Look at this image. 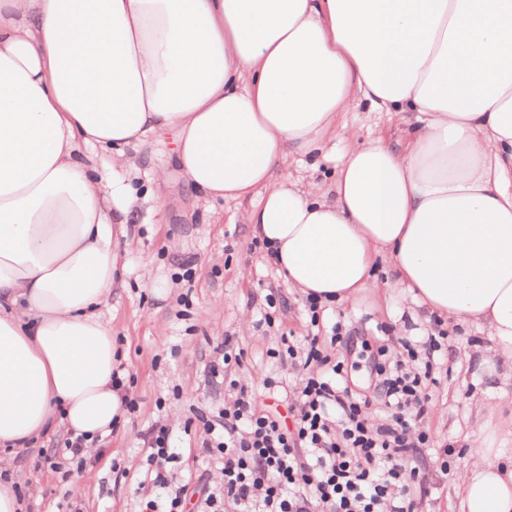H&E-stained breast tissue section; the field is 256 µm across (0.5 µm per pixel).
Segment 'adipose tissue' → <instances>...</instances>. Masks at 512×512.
<instances>
[{
	"label": "adipose tissue",
	"instance_id": "obj_1",
	"mask_svg": "<svg viewBox=\"0 0 512 512\" xmlns=\"http://www.w3.org/2000/svg\"><path fill=\"white\" fill-rule=\"evenodd\" d=\"M407 125L358 144L359 102ZM174 136L205 201L241 216L324 303L376 257L429 312L489 329L512 366V0H0V451L104 437L113 241L130 146ZM341 139L333 182L295 176ZM460 512H512V424L475 438Z\"/></svg>",
	"mask_w": 512,
	"mask_h": 512
}]
</instances>
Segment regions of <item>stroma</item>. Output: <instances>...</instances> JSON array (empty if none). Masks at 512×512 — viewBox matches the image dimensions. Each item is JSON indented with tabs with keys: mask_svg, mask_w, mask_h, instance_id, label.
Here are the masks:
<instances>
[{
	"mask_svg": "<svg viewBox=\"0 0 512 512\" xmlns=\"http://www.w3.org/2000/svg\"><path fill=\"white\" fill-rule=\"evenodd\" d=\"M344 119L362 143L381 136L394 144L405 136L396 116L365 104ZM250 206L247 200L203 202L178 175L171 178L163 209L138 196L137 220L118 239L121 261L103 307L112 325L116 367L136 408L96 441L83 466L48 463L53 448L67 437L63 431L20 452L6 477L24 492L23 512H56L65 497L81 512H139V483L147 467L143 435L155 423L169 429L177 475L210 471L199 435L186 433L184 423L230 398L228 386L207 382L212 349L223 339L247 351L241 365L227 369L228 378L256 385L260 408L283 415L288 412L285 394L267 393L262 383L267 378L296 381L284 337H317L359 393L371 384L364 342L372 336H381L395 352L409 341L420 357H427L434 316L394 287L388 259L375 261V287L354 301L325 304L310 314L304 296L288 286L266 250L256 245L250 226L242 223L240 215ZM146 269L151 272L147 279L142 276ZM338 321L359 328L353 349L331 343ZM447 330L439 355L448 374L433 388L425 417L432 440L423 451L427 483L409 489L416 512H458L455 484L469 441L481 437L497 444L502 425L512 420V369L498 359L494 339L467 322L448 324ZM448 445L454 453L444 473L440 456Z\"/></svg>",
	"mask_w": 512,
	"mask_h": 512,
	"instance_id": "stroma-1",
	"label": "stroma"
}]
</instances>
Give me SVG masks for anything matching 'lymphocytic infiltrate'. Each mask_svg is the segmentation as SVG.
<instances>
[{"label": "lymphocytic infiltrate", "instance_id": "f902f5d3", "mask_svg": "<svg viewBox=\"0 0 512 512\" xmlns=\"http://www.w3.org/2000/svg\"><path fill=\"white\" fill-rule=\"evenodd\" d=\"M215 352L208 376L228 383L236 396L203 421L201 447L217 459L220 479H200V512L229 506L234 512H415L407 490L425 482L418 456L430 443L422 426L431 406L428 373L401 371L383 357L374 362L372 395L354 394L336 382L341 364L323 355L316 338H306L287 348L304 369L290 428L259 411L245 384L225 379V366L242 363L244 349L224 341ZM377 397L393 408L381 423L371 412ZM143 441L150 449L146 475L163 494L143 496L140 512H183L187 488L168 468L175 455L166 426L151 425Z\"/></svg>", "mask_w": 512, "mask_h": 512}]
</instances>
